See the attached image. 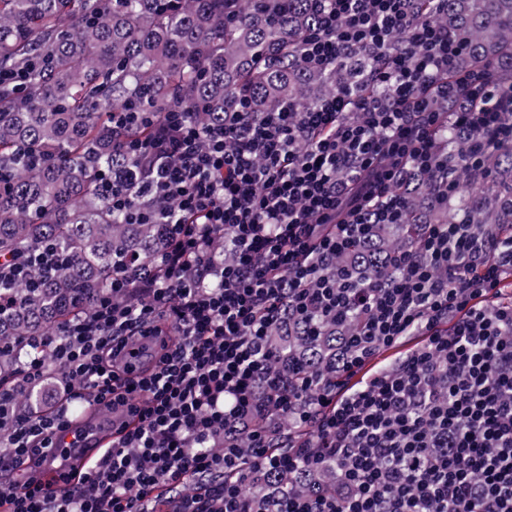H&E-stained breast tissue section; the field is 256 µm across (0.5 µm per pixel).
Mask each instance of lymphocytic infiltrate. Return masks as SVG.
<instances>
[{
	"label": "lymphocytic infiltrate",
	"mask_w": 512,
	"mask_h": 512,
	"mask_svg": "<svg viewBox=\"0 0 512 512\" xmlns=\"http://www.w3.org/2000/svg\"><path fill=\"white\" fill-rule=\"evenodd\" d=\"M313 11L306 60L370 53L363 79L390 98L348 87L258 119L242 107L217 126L132 114L153 137L125 143L135 170L99 174L102 195L131 213L168 200L197 221L154 214L170 251L113 274L84 318L18 344L20 379L0 388V512H155L163 489L179 512H211L210 500L250 512L242 488L255 474L331 462L332 487L285 494L272 512H512V233L427 224L368 286L331 269L372 225L397 222L409 173L432 174L437 199L457 192L440 129L471 136L472 168L490 146H512V90L486 72L452 80L466 39L408 16L406 0H315ZM61 264L47 247L0 255V283ZM286 308L351 318L336 382L280 385L267 336ZM410 336L424 345L345 386ZM52 364L65 400L19 412L17 396ZM260 388L301 435L288 453L272 454L255 424ZM94 405L126 419L91 466H64L85 438L77 409Z\"/></svg>",
	"instance_id": "f902f5d3"
}]
</instances>
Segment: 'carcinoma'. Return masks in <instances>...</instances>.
<instances>
[{"mask_svg": "<svg viewBox=\"0 0 512 512\" xmlns=\"http://www.w3.org/2000/svg\"><path fill=\"white\" fill-rule=\"evenodd\" d=\"M433 20L464 35L467 52L456 77L487 66L512 86V0H446ZM312 24L311 0H0V69L24 70L23 90L0 91V254L53 244L67 257L56 273L31 272L35 284L0 287V384L17 377L10 349L22 336H47L84 315L105 291L115 264L149 263L168 242L160 224H129L100 196L97 173L127 170L116 149L151 130L119 128L112 113L174 110L202 123H222L244 98L251 111L283 101L312 103L336 93L371 64L366 54L341 58L326 70L305 63L301 41ZM456 179L483 177L465 167L468 140L438 133ZM487 168L512 169V148L490 150ZM432 179L418 174L404 189L400 230L385 224L339 264L373 280L386 256L416 238L417 225H512V186L456 196L439 205ZM341 329L311 334L290 323L272 331L276 372L288 385L300 372L336 375ZM273 450L286 453L288 418L274 412ZM334 470L309 477H259L246 489L251 509L267 512L283 491L305 492Z\"/></svg>", "mask_w": 512, "mask_h": 512, "instance_id": "carcinoma-1", "label": "carcinoma"}]
</instances>
